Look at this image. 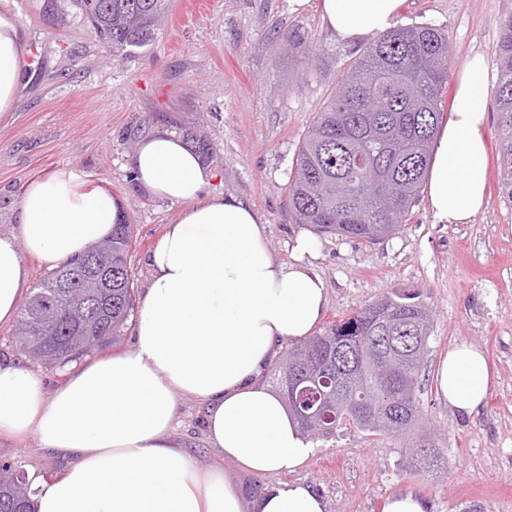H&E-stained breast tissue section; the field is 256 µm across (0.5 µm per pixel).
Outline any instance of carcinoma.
Returning <instances> with one entry per match:
<instances>
[{
    "label": "carcinoma",
    "instance_id": "obj_1",
    "mask_svg": "<svg viewBox=\"0 0 512 512\" xmlns=\"http://www.w3.org/2000/svg\"><path fill=\"white\" fill-rule=\"evenodd\" d=\"M97 37L122 54L147 46L171 0H76ZM448 35L423 23L378 34L351 65L298 148L288 180L295 220L322 234L376 243L398 233L411 217L442 123L448 81ZM499 182L512 204V16L500 28L498 81ZM202 157L216 150L206 136L187 133ZM133 225L122 219L112 237L44 275L24 304L11 334L16 348L60 369L87 350L119 336L137 310L130 269ZM98 254L112 272L108 285L80 279L86 260ZM432 312L418 289H398L316 335L291 344L266 379L283 398L299 376L336 371L339 354L365 345L384 348L383 337L411 329L429 342ZM421 354L402 355L385 377L365 367L336 406L333 386H319L317 403L334 419L314 425L294 416L305 436L329 434L349 423L370 433L401 437L420 417ZM34 490L19 462L0 465V512H31Z\"/></svg>",
    "mask_w": 512,
    "mask_h": 512
}]
</instances>
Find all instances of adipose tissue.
<instances>
[{
	"mask_svg": "<svg viewBox=\"0 0 512 512\" xmlns=\"http://www.w3.org/2000/svg\"><path fill=\"white\" fill-rule=\"evenodd\" d=\"M403 3L320 0L318 9L328 30L353 44L392 28ZM23 53L16 19L0 14V112L19 94ZM488 92L485 58L473 54L434 145L426 196L436 223H467L486 203ZM130 165L151 195L188 204L146 257L133 349L85 361L49 395L37 375L0 362V436H36L70 460L61 478L39 483L36 512H327L312 485L288 478L316 446L259 382L277 349L310 336L324 315L319 242L299 233L293 264L279 262L256 211L235 195L208 194L213 170L173 132L143 138ZM120 216L111 193L74 171L32 180L18 231L0 233V323L15 319L29 286L24 253L58 266L109 237ZM436 382L443 402L472 414L494 375L479 347L460 344ZM180 394L206 403L213 447L269 484L248 496L222 470L196 467L170 436Z\"/></svg>",
	"mask_w": 512,
	"mask_h": 512,
	"instance_id": "ef3b65f1",
	"label": "adipose tissue"
}]
</instances>
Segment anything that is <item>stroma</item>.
<instances>
[{"mask_svg":"<svg viewBox=\"0 0 512 512\" xmlns=\"http://www.w3.org/2000/svg\"><path fill=\"white\" fill-rule=\"evenodd\" d=\"M5 11L21 28L25 80L13 109L0 112V233L16 231L30 181L74 171L88 187L111 192L133 224L131 269L145 287V257L182 207L142 189L129 157L157 127L180 136L192 129L216 148L209 192L253 206L270 251L291 263L288 243L301 227L289 212L287 186L298 147L365 42H338L316 0L297 11L289 0H172L153 41L119 57L75 0H0ZM511 15L512 0H406L398 25L428 23L448 36L443 108L472 54L484 56L487 81L496 84L500 26ZM287 32L297 37L289 54L279 48ZM486 109L487 205L469 223H435L422 197L403 229L384 241L318 237L328 290L322 326L401 288L423 291L434 316L420 400L436 462L417 470L403 441L350 425L316 436L317 452L296 477L321 492L328 512H381L386 498L406 492L425 497L432 512H512V206L498 189L494 99ZM12 330L0 325V360L34 372L53 392L63 371L6 344ZM462 343L481 347L497 377L484 407L470 415L449 408L436 390L440 360ZM205 415L202 401L178 396L172 437L200 469L221 468L255 492L256 477L212 448ZM17 460L32 478L62 476L68 464L36 437H1L0 462Z\"/></svg>","mask_w":512,"mask_h":512,"instance_id":"1","label":"stroma"}]
</instances>
